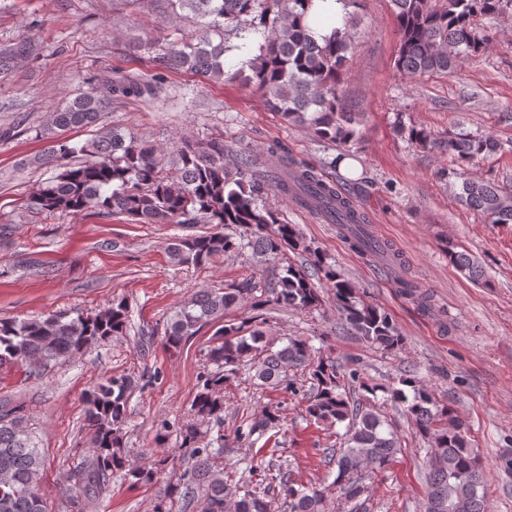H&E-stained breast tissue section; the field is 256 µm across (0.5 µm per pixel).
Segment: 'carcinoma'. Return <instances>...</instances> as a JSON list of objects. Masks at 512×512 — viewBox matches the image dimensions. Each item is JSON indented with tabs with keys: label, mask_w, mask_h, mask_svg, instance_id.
I'll use <instances>...</instances> for the list:
<instances>
[{
	"label": "carcinoma",
	"mask_w": 512,
	"mask_h": 512,
	"mask_svg": "<svg viewBox=\"0 0 512 512\" xmlns=\"http://www.w3.org/2000/svg\"><path fill=\"white\" fill-rule=\"evenodd\" d=\"M150 2L173 14L188 9L203 19L198 42H150L146 44L152 54L150 77L108 80L52 112L40 129V137L48 141L41 164L54 169L55 175L33 189L28 207L37 213L121 215L133 224L208 225L168 247L171 261L181 266H201L216 256L246 249L281 264L278 276L263 285L247 278L233 288L199 291L167 322L165 344L174 350L207 324L216 326V331L191 402L194 420L178 430L180 447L189 461L187 480L168 484L154 512H328L325 489L299 486L280 467L272 473L251 465L236 478L218 462L224 447V386L237 378L244 363L254 371V386L264 390L293 394L299 390L295 373H302L312 389L305 408L308 420L329 429L346 424L343 447L327 449L326 457L336 462L333 484L350 503V512H368L365 472L390 465L400 442L393 432L384 430L385 417L372 400L376 387L366 382L359 363L352 361L344 368L302 338H290L273 351L266 318L258 315L237 323L224 319V312L246 295L256 309H314L321 305V292L327 287L356 336L385 352L402 347L403 336L388 315L362 300L352 282L328 264L296 225L283 223L276 211L259 204L271 190L320 212L352 249L394 270L401 293L426 313L427 295L401 274L402 255L369 235L365 216L339 184L296 160L278 143L267 148L278 163L276 175L267 181L253 172L246 153L229 158L222 138L181 141L177 160L169 165L164 152L150 141L119 128H103L80 146L66 137L71 130L96 124L112 98L153 95L166 73L185 69L209 80L238 79L261 92L284 122L305 125L320 140L347 145L357 137L354 112L346 106L340 88L352 52L348 19L320 43L303 24L312 0ZM505 2L390 0L399 34L396 70L409 78L453 73L459 62L479 53L489 41L475 27V18H494ZM227 28L263 37L259 53L230 73L224 70V42L215 44L210 39L212 33L224 36ZM37 55V45L26 39L0 43V73ZM396 131L417 147L448 151L455 164L448 175L461 180V202L493 224H512V195L492 181L470 176V167L501 150L495 136L458 131L437 138L423 126L400 121ZM297 251L309 256L310 266L325 285L315 284L305 267L287 257ZM448 260L470 281L485 278L482 265L464 251L448 247ZM128 327L129 310L122 300L93 315L0 319V365H25L37 374L126 335ZM134 388L131 377L110 376L87 394L84 421L92 459L73 474L74 491L68 495L71 512H85L114 475L121 473L133 484H149L167 466L164 457L152 467H128L123 430ZM387 393L391 400L407 404L409 417L427 441L425 512H489L482 461L470 447L465 425L455 411L439 404L411 375L399 378L398 386ZM280 422L278 406L265 407L255 418L244 411L233 442L252 445L254 436L266 435ZM203 423L217 428L218 448L197 446ZM42 467L41 451L26 428L21 408L8 402L0 405V512H46L40 493Z\"/></svg>",
	"instance_id": "carcinoma-1"
}]
</instances>
